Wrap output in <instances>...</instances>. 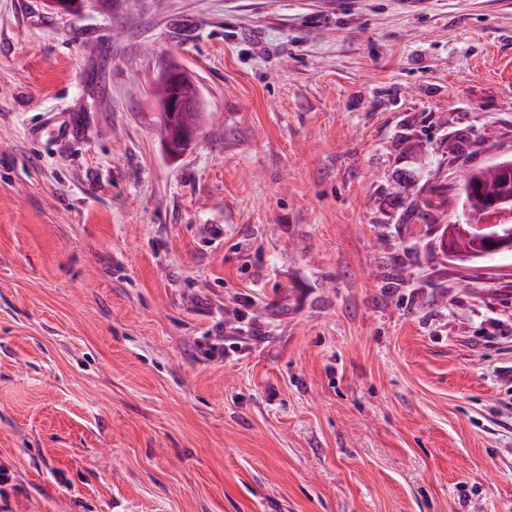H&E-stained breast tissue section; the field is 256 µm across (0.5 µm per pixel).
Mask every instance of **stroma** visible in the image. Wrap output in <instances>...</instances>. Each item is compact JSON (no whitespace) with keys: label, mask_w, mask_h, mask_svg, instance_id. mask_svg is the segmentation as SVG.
Listing matches in <instances>:
<instances>
[{"label":"stroma","mask_w":512,"mask_h":512,"mask_svg":"<svg viewBox=\"0 0 512 512\" xmlns=\"http://www.w3.org/2000/svg\"><path fill=\"white\" fill-rule=\"evenodd\" d=\"M510 157L512 0H0L9 512H512ZM163 79L170 85L171 93L158 103V109L170 127L168 138L165 141L167 149L170 154L178 155L197 140L198 130L179 124L178 121H175L173 113L183 112L187 109L199 110L202 106L200 100H186L179 93V87L188 79L185 71L176 67L168 68L163 74ZM506 162H510V160L495 163L486 169L470 170L463 176L460 185L463 199V222L468 221L488 202L498 199L503 194L505 186L498 164ZM491 213L478 224H471L467 238L471 248L453 251L461 261L484 259L502 252L512 253V210L495 205Z\"/></svg>","instance_id":"1"}]
</instances>
